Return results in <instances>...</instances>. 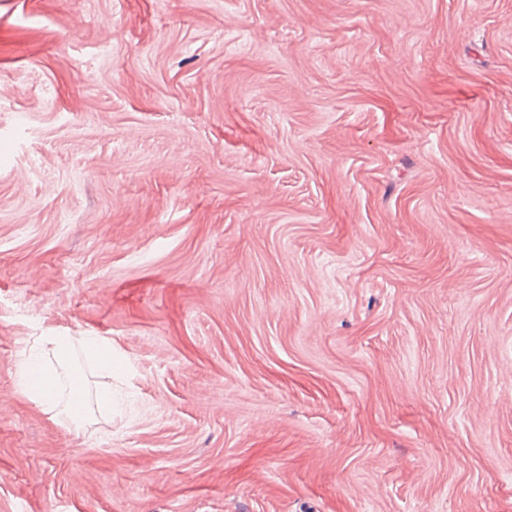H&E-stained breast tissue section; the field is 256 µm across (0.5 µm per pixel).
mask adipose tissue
I'll list each match as a JSON object with an SVG mask.
<instances>
[{"label": "adipose tissue", "mask_w": 512, "mask_h": 512, "mask_svg": "<svg viewBox=\"0 0 512 512\" xmlns=\"http://www.w3.org/2000/svg\"><path fill=\"white\" fill-rule=\"evenodd\" d=\"M90 355L100 372L112 371V344L94 336H74L68 331L46 329L24 351L18 370L21 393L42 406L50 420L66 419L72 429H79L90 403L111 406V388L97 389L87 397L81 376L71 373L76 352Z\"/></svg>", "instance_id": "1"}]
</instances>
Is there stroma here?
Listing matches in <instances>:
<instances>
[{
  "label": "stroma",
  "instance_id": "35a3bbf8",
  "mask_svg": "<svg viewBox=\"0 0 512 512\" xmlns=\"http://www.w3.org/2000/svg\"><path fill=\"white\" fill-rule=\"evenodd\" d=\"M0 85V512H512V0H0ZM90 355L96 368L112 376V343L101 336H71L69 331L47 328L24 351L18 370L21 393L43 407L52 421L65 418L78 432L89 410L84 382L70 365L77 350ZM38 372L40 380H32Z\"/></svg>",
  "mask_w": 512,
  "mask_h": 512
}]
</instances>
